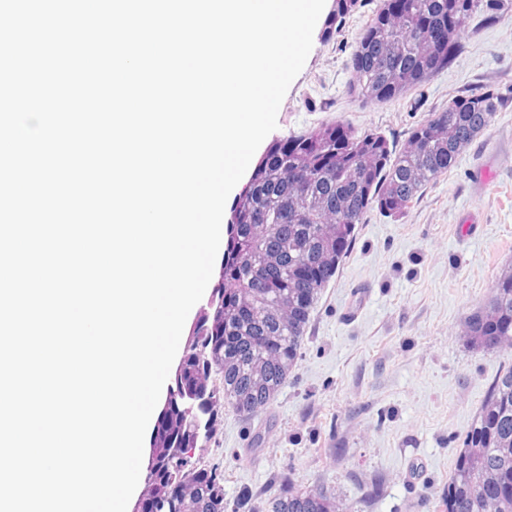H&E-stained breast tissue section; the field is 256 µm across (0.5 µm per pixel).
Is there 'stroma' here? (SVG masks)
<instances>
[{
    "instance_id": "35a3bbf8",
    "label": "stroma",
    "mask_w": 512,
    "mask_h": 512,
    "mask_svg": "<svg viewBox=\"0 0 512 512\" xmlns=\"http://www.w3.org/2000/svg\"><path fill=\"white\" fill-rule=\"evenodd\" d=\"M363 4L313 47L278 111L273 138L327 122L384 134L401 147L449 99L495 92L490 126L403 214L370 209L347 258L322 292L288 382L246 418L225 410L201 462L224 473V498L265 497L280 476L335 494L348 512H443L462 439L512 350H483L462 333L512 266V0L495 20L474 19L453 62L392 103L349 96L355 39L375 8ZM371 295L348 316L350 290ZM428 470L404 483L407 460Z\"/></svg>"
}]
</instances>
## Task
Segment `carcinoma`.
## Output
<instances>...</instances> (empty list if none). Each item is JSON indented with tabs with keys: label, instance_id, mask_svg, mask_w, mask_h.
<instances>
[{
	"label": "carcinoma",
	"instance_id": "1",
	"mask_svg": "<svg viewBox=\"0 0 512 512\" xmlns=\"http://www.w3.org/2000/svg\"><path fill=\"white\" fill-rule=\"evenodd\" d=\"M380 0L356 38L355 79L347 92L364 103L405 97L448 67L482 14L500 0ZM358 6L335 0L323 30ZM501 106L490 93L459 95L396 149L381 133L332 122L273 144L255 163L227 224L213 308L199 316L174 374L171 400L151 443L141 512H240L224 501V472L195 459L223 421L222 408L254 416L286 384L314 305L349 254L356 225L371 208L407 211L456 162ZM279 255L283 276L268 285L263 256ZM486 350L512 349V268L496 279L486 307L464 324ZM444 512H512V366L490 384L462 441ZM250 512H341L328 491L281 479L266 507Z\"/></svg>",
	"mask_w": 512,
	"mask_h": 512
}]
</instances>
